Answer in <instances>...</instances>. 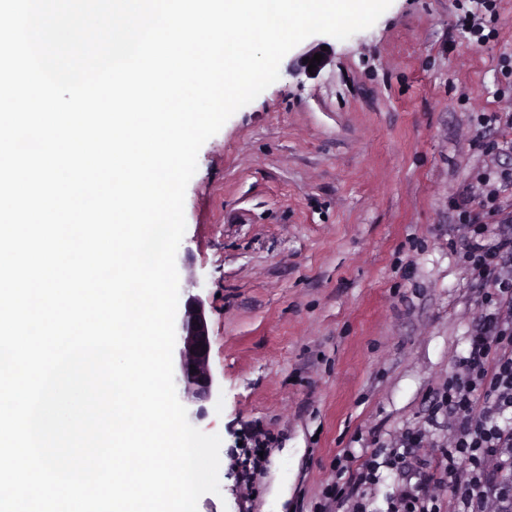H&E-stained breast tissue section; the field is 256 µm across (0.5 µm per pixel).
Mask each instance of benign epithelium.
I'll use <instances>...</instances> for the list:
<instances>
[{
  "mask_svg": "<svg viewBox=\"0 0 512 512\" xmlns=\"http://www.w3.org/2000/svg\"><path fill=\"white\" fill-rule=\"evenodd\" d=\"M316 53L323 55V59L316 64L313 73H320L332 57V48L324 51L320 43L311 46L297 57L294 70L299 74L310 75L309 61ZM209 353L210 338L205 304L201 297L192 296L185 306L174 364L175 386L183 390L185 398L190 402L207 401L212 396L213 379L208 369ZM192 365L195 366L193 372L190 371Z\"/></svg>",
  "mask_w": 512,
  "mask_h": 512,
  "instance_id": "1",
  "label": "benign epithelium"
}]
</instances>
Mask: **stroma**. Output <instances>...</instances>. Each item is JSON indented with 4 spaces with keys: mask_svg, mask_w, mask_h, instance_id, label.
<instances>
[{
    "mask_svg": "<svg viewBox=\"0 0 512 512\" xmlns=\"http://www.w3.org/2000/svg\"><path fill=\"white\" fill-rule=\"evenodd\" d=\"M392 0L317 77L280 78L207 140L185 197L179 298L200 295L224 480L197 512H265L292 449L287 512H317L331 463L405 426L454 371L479 309L461 263V198L489 169L481 119L512 113V0ZM483 22L476 36L463 17ZM261 467L242 483L252 431Z\"/></svg>",
    "mask_w": 512,
    "mask_h": 512,
    "instance_id": "35a3bbf8",
    "label": "stroma"
}]
</instances>
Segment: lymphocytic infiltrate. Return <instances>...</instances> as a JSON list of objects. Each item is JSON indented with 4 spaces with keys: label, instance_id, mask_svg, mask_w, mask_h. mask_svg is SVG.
Returning <instances> with one entry per match:
<instances>
[{
    "label": "lymphocytic infiltrate",
    "instance_id": "obj_1",
    "mask_svg": "<svg viewBox=\"0 0 512 512\" xmlns=\"http://www.w3.org/2000/svg\"><path fill=\"white\" fill-rule=\"evenodd\" d=\"M512 177H483L468 200L483 216L464 226V261L481 306L469 349L431 398L448 416L450 437L425 453V429L409 427L381 448L335 459L336 481L323 491L320 512H376L383 471L403 483L386 496L385 512H512V224L497 222L495 201ZM424 492L409 486L410 478Z\"/></svg>",
    "mask_w": 512,
    "mask_h": 512
}]
</instances>
